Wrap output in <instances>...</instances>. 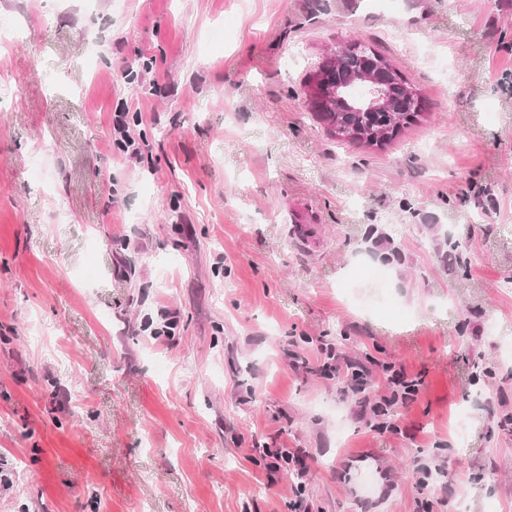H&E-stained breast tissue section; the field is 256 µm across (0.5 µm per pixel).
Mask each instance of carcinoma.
I'll return each instance as SVG.
<instances>
[{
	"mask_svg": "<svg viewBox=\"0 0 512 512\" xmlns=\"http://www.w3.org/2000/svg\"><path fill=\"white\" fill-rule=\"evenodd\" d=\"M384 66L389 70L384 90L390 100V112L360 111L364 101L355 88L360 60L359 55L351 51L339 58L334 54L327 56L319 70L309 77L306 82L308 96L313 98L318 115L328 123L338 140L369 144L370 136L384 134L388 142L417 116L419 96L416 90L389 63H384ZM326 72L337 75L338 92L320 89V76Z\"/></svg>",
	"mask_w": 512,
	"mask_h": 512,
	"instance_id": "carcinoma-1",
	"label": "carcinoma"
}]
</instances>
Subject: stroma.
Wrapping results in <instances>:
<instances>
[{"mask_svg": "<svg viewBox=\"0 0 512 512\" xmlns=\"http://www.w3.org/2000/svg\"><path fill=\"white\" fill-rule=\"evenodd\" d=\"M0 30V512H512V0H0ZM349 41L422 97L380 146L305 94ZM324 344L415 400L378 413Z\"/></svg>", "mask_w": 512, "mask_h": 512, "instance_id": "stroma-1", "label": "stroma"}]
</instances>
